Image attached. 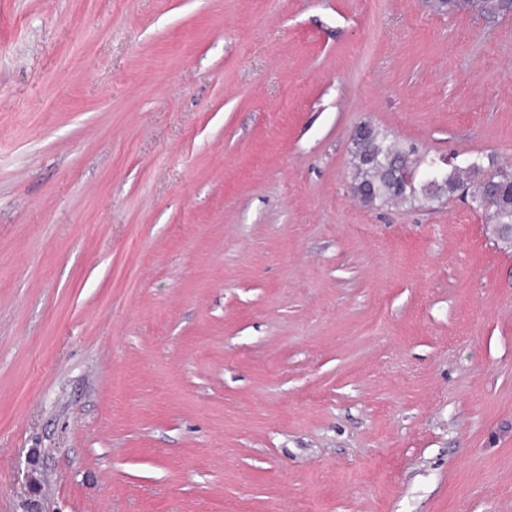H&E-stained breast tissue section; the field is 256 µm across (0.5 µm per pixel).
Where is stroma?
Instances as JSON below:
<instances>
[{"label":"stroma","instance_id":"obj_1","mask_svg":"<svg viewBox=\"0 0 512 512\" xmlns=\"http://www.w3.org/2000/svg\"><path fill=\"white\" fill-rule=\"evenodd\" d=\"M364 123L512 165V19L0 0V512H512V248ZM373 128V127H372ZM417 150L414 146H400L389 141L381 131L370 130L361 140H354L352 165L354 180L361 190V201L368 206L377 203L399 201L412 203L417 200L439 201L449 199L468 189L472 206L484 214L491 235L506 248L512 247V168L499 163L493 155H475L465 168L448 163V170L442 167L444 174L438 184L420 181L416 177L418 169H401L396 177L400 183L411 186L399 190L393 182V170L396 167H415ZM376 158L373 165L361 163V156ZM495 168L497 177L494 183L484 185L486 170ZM355 183L351 192L357 195ZM489 199V203L485 200Z\"/></svg>","mask_w":512,"mask_h":512}]
</instances>
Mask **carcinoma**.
<instances>
[{
  "label": "carcinoma",
  "mask_w": 512,
  "mask_h": 512,
  "mask_svg": "<svg viewBox=\"0 0 512 512\" xmlns=\"http://www.w3.org/2000/svg\"><path fill=\"white\" fill-rule=\"evenodd\" d=\"M472 9L493 22L508 14L507 0H472ZM417 150L400 146L381 131L373 129L353 143L354 180L361 190V201L368 205L393 201H439L468 190L472 206L484 214L491 235L507 248L512 247V168L492 155H475L460 168L448 165L438 184L415 180L413 187L399 189L393 182V170L415 167Z\"/></svg>",
  "instance_id": "obj_1"
}]
</instances>
